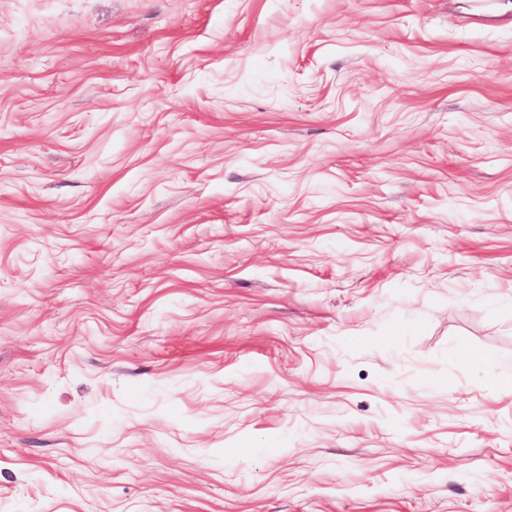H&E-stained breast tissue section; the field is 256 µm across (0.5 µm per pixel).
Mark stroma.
<instances>
[{"label":"stroma","instance_id":"35a3bbf8","mask_svg":"<svg viewBox=\"0 0 512 512\" xmlns=\"http://www.w3.org/2000/svg\"><path fill=\"white\" fill-rule=\"evenodd\" d=\"M512 0H0V512H512Z\"/></svg>","mask_w":512,"mask_h":512}]
</instances>
